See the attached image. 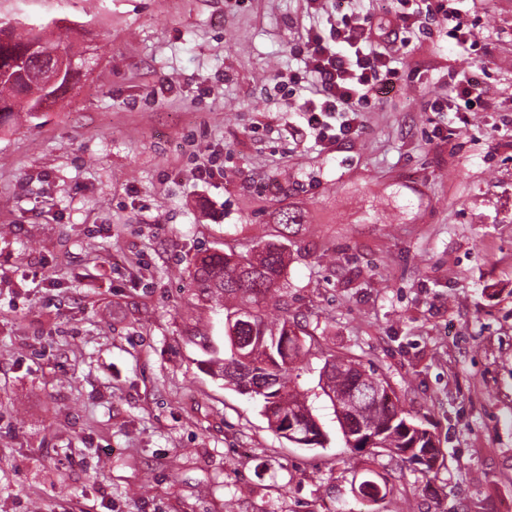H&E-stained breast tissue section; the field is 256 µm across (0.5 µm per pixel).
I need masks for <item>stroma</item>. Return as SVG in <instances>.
Instances as JSON below:
<instances>
[{
	"mask_svg": "<svg viewBox=\"0 0 512 512\" xmlns=\"http://www.w3.org/2000/svg\"><path fill=\"white\" fill-rule=\"evenodd\" d=\"M336 7L0 0L2 20H61L88 60L0 129V512H357L368 467L393 493L376 512H512V0H459L461 46L411 32L412 81L329 140L301 110L302 47ZM474 67L483 110H427ZM263 240L288 247L270 311L307 333L321 447L276 436L190 336L224 340L193 257ZM332 355L437 434V471L346 448Z\"/></svg>",
	"mask_w": 512,
	"mask_h": 512,
	"instance_id": "stroma-1",
	"label": "stroma"
}]
</instances>
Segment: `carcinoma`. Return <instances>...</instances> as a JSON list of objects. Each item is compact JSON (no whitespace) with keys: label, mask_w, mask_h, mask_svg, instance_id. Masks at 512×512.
Listing matches in <instances>:
<instances>
[{"label":"carcinoma","mask_w":512,"mask_h":512,"mask_svg":"<svg viewBox=\"0 0 512 512\" xmlns=\"http://www.w3.org/2000/svg\"><path fill=\"white\" fill-rule=\"evenodd\" d=\"M32 31L18 33L15 28H0V71L8 78L0 82V125L22 112H30V101L39 92L31 74L49 62L60 43L43 39L37 53H29ZM288 266L286 247L273 241H262L246 254H205L192 263L190 287L202 297L224 308V319L243 308L253 311V327L245 332L246 349L235 352L225 340L224 354L212 352L204 361L211 376L235 386L260 400L262 410L272 403L275 409L267 417L269 427L277 433L288 420L300 425L299 432H315L317 420L307 397L297 383L296 371L305 355V343L297 335V325L284 318L279 322L266 318L264 308L281 290ZM323 375L336 399L352 396L344 418L338 420L345 444L353 451L365 448L360 425L373 430L382 441L370 454L385 453L410 466L419 467L424 475L436 469L442 456L436 435L414 422L399 401L389 394V386L375 371L361 364L332 357L325 361ZM367 477L352 487L359 502L368 507L384 500L387 482L372 469Z\"/></svg>","instance_id":"obj_1"}]
</instances>
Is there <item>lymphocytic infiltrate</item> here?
I'll return each mask as SVG.
<instances>
[{"instance_id":"f902f5d3","label":"lymphocytic infiltrate","mask_w":512,"mask_h":512,"mask_svg":"<svg viewBox=\"0 0 512 512\" xmlns=\"http://www.w3.org/2000/svg\"><path fill=\"white\" fill-rule=\"evenodd\" d=\"M456 0H417L411 13L400 22L378 24L352 22L341 16L329 36L307 32L308 75L316 88L314 99L305 102L303 110L309 127L329 131L330 118L339 117L340 135L355 133L354 116L366 111L374 97L397 83L399 70L390 53L392 45L404 28L414 27L419 19L433 21L452 39H459L464 28ZM484 91L472 71L462 70L449 76L448 94L435 98L438 112H470L483 97Z\"/></svg>"}]
</instances>
